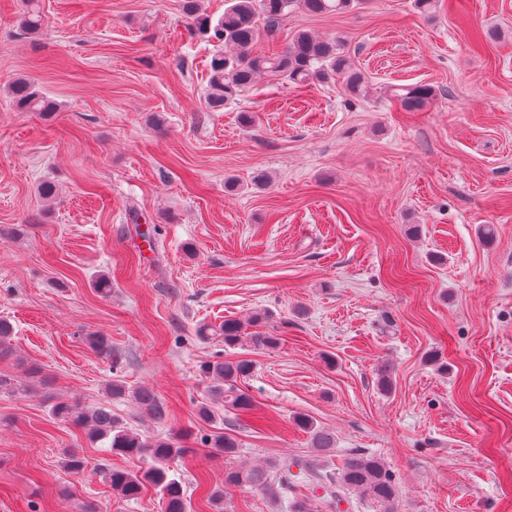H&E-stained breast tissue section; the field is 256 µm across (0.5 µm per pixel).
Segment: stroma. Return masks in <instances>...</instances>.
Here are the masks:
<instances>
[{
	"instance_id": "stroma-1",
	"label": "stroma",
	"mask_w": 512,
	"mask_h": 512,
	"mask_svg": "<svg viewBox=\"0 0 512 512\" xmlns=\"http://www.w3.org/2000/svg\"><path fill=\"white\" fill-rule=\"evenodd\" d=\"M40 4L42 31L24 35L23 0H0V317L14 326L0 374L19 385L0 394V512H162L155 490L127 500L102 478L144 460L53 419L54 398L150 436L187 431L189 512H215L196 484L223 486L231 461L309 455L299 415L335 433L327 466L383 459L399 512H512V0L292 10L258 51L302 29L339 37L366 95L264 76L219 111L204 103L216 46L177 0ZM18 77L55 112L19 111ZM415 84L437 99L402 111L390 90ZM257 312L277 347L197 334ZM238 358L252 410L201 420L202 365ZM116 377L152 389L163 419L108 397ZM217 434L236 458L201 445ZM70 449L84 474L63 467Z\"/></svg>"
}]
</instances>
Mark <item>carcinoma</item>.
<instances>
[{
    "label": "carcinoma",
    "instance_id": "1",
    "mask_svg": "<svg viewBox=\"0 0 512 512\" xmlns=\"http://www.w3.org/2000/svg\"><path fill=\"white\" fill-rule=\"evenodd\" d=\"M224 15L217 22L203 9V0H180L183 16L196 32L218 43L209 62V85L205 103L212 111L224 108L250 88L260 74H269L295 85L324 83L339 78L346 91L362 95L366 77L352 63L336 37H321L308 30L296 32L282 50L258 54L254 47L263 35L273 32L292 8L320 16L329 13L352 12L363 0H226ZM22 30L34 35L41 30L43 16L39 0H26V10L20 19ZM18 110L22 112H51L53 103L30 81L19 77L7 88ZM393 97L406 112H421L437 97L434 87L426 84L404 86ZM203 339L213 338L234 347L243 341L256 348H269L278 338L264 332H246L242 322L226 320L218 328L200 330ZM253 370L247 359L213 361L203 366L212 380L209 392L215 401L232 410L252 409L251 397L241 383ZM108 396L131 399L155 419L164 416V407L157 395L146 387L129 388L122 380L114 379L107 386ZM56 419L82 429L91 440H106L115 454L138 456L150 460L144 471L131 473L112 470L105 479L112 490L126 499H137L145 485H152L160 495L164 512H187L182 482L171 473L170 464L191 452L181 444L184 434L155 437L130 431L104 406L91 407L74 400H56L50 406ZM299 423L311 434L313 454L303 458H282L266 467L230 466L224 470V487L207 493L210 504L224 509V496L232 488L249 487L268 499L282 498L288 484L302 479L308 483L310 494L292 502V512H338L340 504L352 497L377 504L382 512H397L398 485L394 473L380 458L358 450L350 452L341 466L328 471L320 468V459L336 447L335 436L314 426L307 418ZM200 442L218 449L226 457L237 453L238 443L226 436L203 437ZM297 471H292V468Z\"/></svg>",
    "mask_w": 512,
    "mask_h": 512
}]
</instances>
